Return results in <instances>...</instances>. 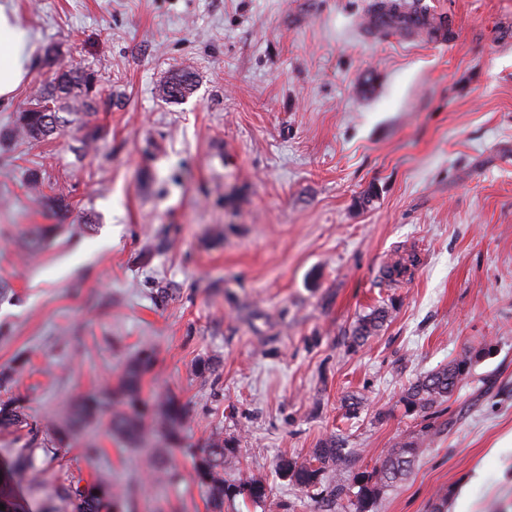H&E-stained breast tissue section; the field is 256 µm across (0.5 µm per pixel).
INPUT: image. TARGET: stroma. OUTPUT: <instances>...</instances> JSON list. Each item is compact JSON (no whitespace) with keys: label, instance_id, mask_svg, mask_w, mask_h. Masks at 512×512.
Wrapping results in <instances>:
<instances>
[{"label":"stroma","instance_id":"35a3bbf8","mask_svg":"<svg viewBox=\"0 0 512 512\" xmlns=\"http://www.w3.org/2000/svg\"><path fill=\"white\" fill-rule=\"evenodd\" d=\"M0 3L31 36L0 131L55 67L97 79L91 112L55 139L0 148V370L20 365L27 414L68 431L75 398L150 347L145 396L189 414L171 463L188 477L190 449L220 432L239 450L225 479L267 486L224 512H353L328 501L335 472L306 492L280 459L334 437L368 470L424 428L378 512H431L445 490L447 512H512V0H397L420 26L380 31V0ZM179 70L192 90L162 99ZM86 123L103 128L90 147ZM382 306L383 327L353 343ZM473 349L449 402L406 413L410 383ZM66 444L43 485L13 479L17 512H59L66 476L147 467L103 422ZM138 512L208 504L187 481Z\"/></svg>","mask_w":512,"mask_h":512}]
</instances>
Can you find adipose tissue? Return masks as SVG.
Instances as JSON below:
<instances>
[{
  "label": "adipose tissue",
  "mask_w": 512,
  "mask_h": 512,
  "mask_svg": "<svg viewBox=\"0 0 512 512\" xmlns=\"http://www.w3.org/2000/svg\"><path fill=\"white\" fill-rule=\"evenodd\" d=\"M29 34L0 4V106L9 105L28 80Z\"/></svg>",
  "instance_id": "obj_1"
}]
</instances>
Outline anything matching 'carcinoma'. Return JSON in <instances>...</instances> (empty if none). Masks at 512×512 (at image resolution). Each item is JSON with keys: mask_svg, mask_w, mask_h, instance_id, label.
I'll list each match as a JSON object with an SVG mask.
<instances>
[{"mask_svg": "<svg viewBox=\"0 0 512 512\" xmlns=\"http://www.w3.org/2000/svg\"><path fill=\"white\" fill-rule=\"evenodd\" d=\"M194 79L188 72L177 73L166 79L160 86L161 97L178 100L192 90ZM94 73L73 69L57 68L47 78L45 90L37 93L30 106L19 113L15 133L18 137L43 142L63 127L65 119L57 104L66 105L70 113L88 112L92 109L96 95ZM388 311L377 308L364 316L353 330L355 343L364 341L375 333L385 322ZM481 352H469L448 364L412 382L402 396V404L408 413H425L433 407L452 399L460 382L464 380ZM156 364L153 350L145 349L129 360L117 384L106 386L99 392L82 395L78 398L72 420L75 423L89 424L99 418H107L113 434L138 446L152 436L159 440V446L151 449L150 463L153 481L160 485H174L182 479L181 473L169 466L164 456L182 446L183 432L187 424L185 407L173 397L143 396V377L151 372ZM29 429L31 440L52 427L38 426L29 422L21 400L10 397L0 400V429ZM427 431L423 430L388 448L376 458L371 470L354 471L349 454L338 447L332 438L322 447L315 448L310 457L302 462L288 458L280 460L278 469L282 476L303 491L319 488L324 480L326 469L336 467L340 478L336 481L335 497L340 498L352 489L355 512H374L384 492L403 480L414 468L424 449ZM238 449L218 435L206 448L193 456V479L204 490L211 512H224V501L238 495L247 497L254 503L267 496V486L261 480H239L229 482L224 479V468L232 464ZM29 473L37 480L43 472L37 469L34 449L20 448L13 467L7 471L0 469V485L6 486L16 475ZM141 481L129 477L121 488L93 481L85 484L81 480H71L56 488L57 498L71 509V512H137Z\"/></svg>", "mask_w": 512, "mask_h": 512, "instance_id": "1", "label": "carcinoma"}]
</instances>
